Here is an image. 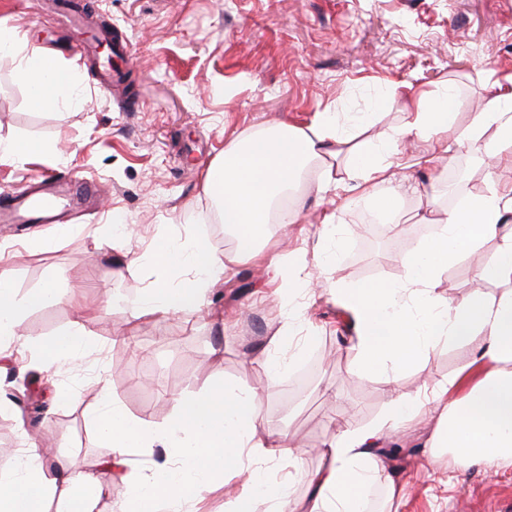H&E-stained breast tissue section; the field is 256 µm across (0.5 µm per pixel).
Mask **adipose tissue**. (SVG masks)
Instances as JSON below:
<instances>
[{
    "label": "adipose tissue",
    "mask_w": 512,
    "mask_h": 512,
    "mask_svg": "<svg viewBox=\"0 0 512 512\" xmlns=\"http://www.w3.org/2000/svg\"><path fill=\"white\" fill-rule=\"evenodd\" d=\"M0 52L16 62L24 85L40 84L29 101L37 107L52 103L78 105L75 77L48 55L26 53L21 38L0 28ZM463 102L453 87L420 95L408 107L393 134L378 133L366 148L348 152L350 136L338 134L336 122L324 118L304 129L280 126L248 131L224 149L223 157L204 171L206 194L219 200L220 222L235 242L237 258L268 257L279 287L300 292L311 281L279 252H264L273 199L293 184L308 162L332 171L349 159L364 185V196L377 209L395 214L400 200L391 186L389 158L395 141L416 138L444 142L431 156L434 166L449 155L471 147L491 134L484 152L490 164L512 165V106L503 96L487 99L468 124L458 116ZM497 243L494 261L476 268V287L458 301L445 302L437 292L441 276L459 257L480 243ZM133 264H147L154 278L131 308L132 319H162L171 314L199 313L208 295L229 269V260L209 241L189 233L158 241ZM405 276L398 283H330L331 292L352 311L356 336L352 348L359 370L368 375L401 373L427 359L435 347L475 342V372H464L431 394H416L388 403L384 417L366 429L338 428L327 448L329 462L306 474L307 501L288 494L269 473L294 452L279 435L261 434V406L250 391L221 385L177 400L164 427L129 417L111 398L104 379H97L100 408L89 417L98 437L109 447L129 453L163 449L167 462L158 473L129 470L124 512H184L213 480L249 471L247 487L233 512H367L366 491L385 484L390 498L405 494L404 486L388 480L379 443L402 435L426 410L437 414L431 437L435 448L448 449L464 466L490 468L512 457V184L490 178L486 192L450 210L435 234L403 254ZM500 286L487 297L485 284ZM45 290L20 294L8 276L0 275V352L32 348L49 366L75 362L91 346L77 326L46 340L25 332L22 317L41 306ZM97 490L90 476H76L66 465L46 471L34 443H27L16 461L0 469V512H94Z\"/></svg>",
    "instance_id": "ef3b65f1"
}]
</instances>
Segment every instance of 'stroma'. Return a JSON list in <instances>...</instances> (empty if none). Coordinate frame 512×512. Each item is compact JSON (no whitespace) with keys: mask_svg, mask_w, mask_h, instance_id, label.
Instances as JSON below:
<instances>
[{"mask_svg":"<svg viewBox=\"0 0 512 512\" xmlns=\"http://www.w3.org/2000/svg\"><path fill=\"white\" fill-rule=\"evenodd\" d=\"M55 2L0 0V24L25 36L29 51L74 69L83 103L32 107L12 57H0V136L52 148L0 164V203L38 191L47 177L87 182L95 192L67 197L59 221L78 230L66 236L47 224L0 223V273L23 293L49 284L76 289V302L56 299L29 310L24 328L46 339L75 323L93 346L50 371L34 352L13 350L0 375V397L16 407L0 416V466L18 456L23 431L38 432L45 464L62 460L74 474L91 476L100 490L97 512H119L125 488L108 465L114 451L86 422L100 404L95 377L106 379L128 416L155 425L167 422L179 396L219 377L257 390L261 431L285 433L301 451L299 469L310 472L321 466L334 425L369 427L390 398L443 383L473 360L474 344L460 343L436 348L395 377L361 373L350 349L353 324L321 280L299 298V328L313 336L320 370L301 402L289 400L287 377L270 381L265 364L285 303L268 284L267 265L234 261V241L201 174L233 139L264 125L306 127L331 112L344 130L353 113L375 112L377 130L391 132L409 97L450 84L463 101L460 120L468 122L485 97L512 86V0H91L80 26L58 15ZM102 25L132 48L133 91L107 84L99 60L79 54L85 30ZM427 151L422 140L397 144L392 170L420 192L402 197L393 220L359 219L356 182L348 164L339 165L338 191L351 203L336 211L339 260L330 277L400 281L402 253L430 234L420 220L425 204L444 212L449 195L463 200L486 189L481 145L437 168L424 166ZM458 167L476 176V189L449 187ZM324 179L319 166L305 170L292 194L300 220L271 227L285 236V249L304 250L311 273L331 209L317 192ZM118 218L128 226L125 253H142L173 224L232 258L201 313L133 323L128 311L149 279L140 266L115 268L111 226ZM495 254L488 241L476 257L450 266L442 296L452 302L469 295L477 260ZM436 418H418L385 461L387 474L406 486L398 512H512V459L489 471L464 467L431 448Z\"/></svg>","mask_w":512,"mask_h":512,"instance_id":"1","label":"stroma"}]
</instances>
